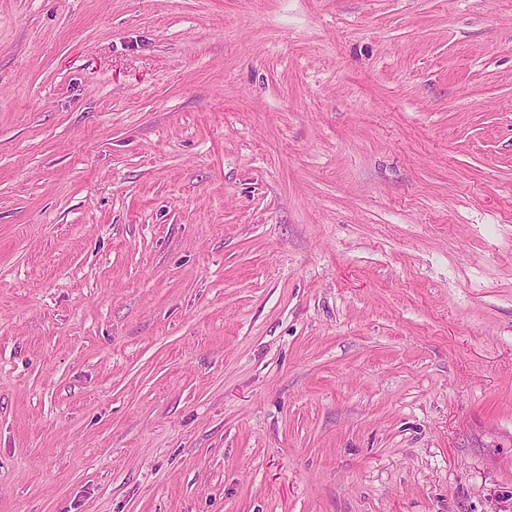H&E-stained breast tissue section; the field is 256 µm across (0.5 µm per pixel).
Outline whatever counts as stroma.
I'll return each mask as SVG.
<instances>
[{
  "instance_id": "1",
  "label": "stroma",
  "mask_w": 512,
  "mask_h": 512,
  "mask_svg": "<svg viewBox=\"0 0 512 512\" xmlns=\"http://www.w3.org/2000/svg\"><path fill=\"white\" fill-rule=\"evenodd\" d=\"M0 512H512V0H0Z\"/></svg>"
}]
</instances>
